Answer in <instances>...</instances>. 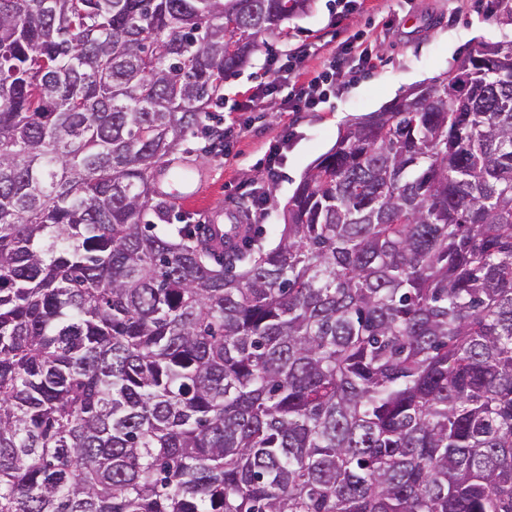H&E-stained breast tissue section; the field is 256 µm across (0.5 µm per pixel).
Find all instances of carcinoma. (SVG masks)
Segmentation results:
<instances>
[{
	"label": "carcinoma",
	"instance_id": "carcinoma-1",
	"mask_svg": "<svg viewBox=\"0 0 512 512\" xmlns=\"http://www.w3.org/2000/svg\"><path fill=\"white\" fill-rule=\"evenodd\" d=\"M311 0H0V512H512V40L348 122L277 242L153 178Z\"/></svg>",
	"mask_w": 512,
	"mask_h": 512
}]
</instances>
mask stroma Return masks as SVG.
Wrapping results in <instances>:
<instances>
[{
  "instance_id": "1",
  "label": "stroma",
  "mask_w": 512,
  "mask_h": 512,
  "mask_svg": "<svg viewBox=\"0 0 512 512\" xmlns=\"http://www.w3.org/2000/svg\"><path fill=\"white\" fill-rule=\"evenodd\" d=\"M344 2L312 0L305 14L285 21L279 34L267 37L251 65L225 79L224 105L211 107L210 112L221 120L232 118L239 129L227 143L226 158L204 151L200 139L192 135L173 155V168L192 167L201 198L196 206L182 205L175 199L180 181L164 184L169 230L208 223L211 214L222 209L241 210L243 196L259 176L258 160L284 138L288 147L280 176L269 193L268 218L256 239L259 245L271 246L289 195L314 162L332 148L346 122L379 110L414 84L449 73L456 56L478 42L512 38V25L500 21L497 0H365L350 11L344 10ZM356 32L377 55L376 67L341 87L316 111L283 116L281 103L289 91L285 85L265 97L263 111H243L246 91L265 87L274 79L265 65L271 54L287 47L307 48L296 71L301 83L327 66L329 48Z\"/></svg>"
}]
</instances>
